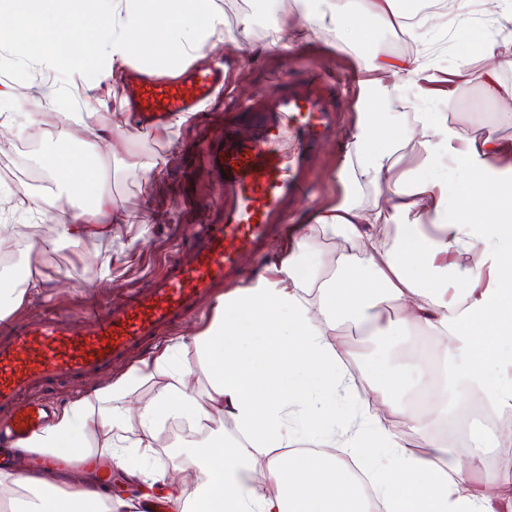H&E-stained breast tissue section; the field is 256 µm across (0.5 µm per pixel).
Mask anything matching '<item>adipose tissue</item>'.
<instances>
[{
	"mask_svg": "<svg viewBox=\"0 0 512 512\" xmlns=\"http://www.w3.org/2000/svg\"><path fill=\"white\" fill-rule=\"evenodd\" d=\"M503 31L484 41L486 67L437 69L423 48L429 43L431 14L408 11L404 0H304L301 17L275 12L268 25L285 41H297L316 27L338 35L376 17L396 28L420 52L388 55L370 46L368 78L358 83V104L386 98L385 75L401 84L478 83L500 104L512 102V85L499 79L512 67V8L502 0H482ZM227 31L216 0H0V45L19 56L39 45L37 63L48 71L82 67L90 50H102L111 66L98 67L84 84L83 99L97 98L103 83L116 79L132 62L153 74L177 70L205 57ZM72 38L68 53L54 39ZM60 89L51 82L6 92L11 110L35 116L53 108ZM414 140L420 153L401 162L398 147ZM343 200L312 215L314 231L337 238L335 272L317 282L303 273L307 261L295 254L282 261L276 280L257 276L253 286L220 300L207 329L193 338L204 358L209 387L205 401L187 389L190 372L173 366L168 353L153 360L167 381L154 402L131 411L125 399L133 381L125 374L93 384L45 428L19 447L41 455H80L84 433L97 424L110 461L119 464L127 485H140L152 457L154 431L172 416L230 419L234 437L215 433L185 459L197 471L191 492L176 493L181 512H498L512 508V455L502 453L497 428L474 422L470 459L453 457L437 427L470 391H480L486 410L512 414V181L502 178L503 158L512 149L493 137H468L437 112L415 121L393 114L380 121L361 110L344 146ZM467 170L463 193L470 203L460 216L448 201V186L433 178L443 160ZM44 171L64 204L55 221L60 236L108 237L129 213L112 209L105 194L89 195L99 174L83 160L45 159ZM383 183L386 206L369 211L356 196L361 181ZM401 229L397 247L385 248L384 226ZM465 255L464 271L449 274L447 259ZM399 302L400 314L383 318L384 301ZM349 324L376 340L417 326L444 337L443 345L415 354L416 366L434 364L439 388L429 412L412 413L408 430L396 433L367 413L343 415L326 402L354 392L361 373L384 401L394 402L399 373L367 354L339 352L328 339ZM138 425H131V417ZM423 436L427 449L409 439ZM343 443L344 455L334 452ZM266 458L274 495L253 486L254 464ZM0 486L36 496L32 512H124V500H106L93 485L74 484L58 497L43 483L0 471ZM466 494H459V487ZM494 496H487L486 488Z\"/></svg>",
	"mask_w": 512,
	"mask_h": 512,
	"instance_id": "ef3b65f1",
	"label": "adipose tissue"
}]
</instances>
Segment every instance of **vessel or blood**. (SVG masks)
Segmentation results:
<instances>
[{
    "mask_svg": "<svg viewBox=\"0 0 512 512\" xmlns=\"http://www.w3.org/2000/svg\"><path fill=\"white\" fill-rule=\"evenodd\" d=\"M282 82L281 93L236 103L223 129L193 142L203 175L224 193L205 203L215 218L197 231L190 263L168 262L149 287L83 318L47 310L0 321V414L12 437L25 439L49 416L28 393L106 373L155 342L236 280L243 259L258 256L295 204L317 191L314 157L340 128L336 86L315 72ZM223 85V68L191 65L173 77L135 76L130 95L141 129L151 131L168 116L194 112Z\"/></svg>",
    "mask_w": 512,
    "mask_h": 512,
    "instance_id": "vessel-or-blood-1",
    "label": "vessel or blood"
}]
</instances>
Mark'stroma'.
Returning <instances> with one entry per match:
<instances>
[{"mask_svg": "<svg viewBox=\"0 0 512 512\" xmlns=\"http://www.w3.org/2000/svg\"><path fill=\"white\" fill-rule=\"evenodd\" d=\"M468 10L472 24L467 32L459 34L443 25L434 28L431 50L436 67L450 69L459 64L474 69L485 67V60L474 52V45L481 38L492 35L496 26L491 16L483 14L478 0H472ZM382 43L378 21L374 18L356 27L345 43H338L334 30L319 29L311 33L308 40L291 47L285 46L273 31L259 24L253 25L248 39L217 43L207 53L209 61L227 60L231 63L224 91L202 112L173 129L167 138L158 129L138 132L132 139L114 133L103 134V127L110 121L112 89L101 87L97 101L84 104L74 95L83 79L79 71L59 73L55 79L66 91L68 111L80 112L88 108L96 112L97 120L86 128L73 127V136L67 142L56 139V129L63 122L58 111L46 112L30 122L12 113L9 107L0 108V121L5 124L4 130L0 131V174H8L12 180L8 189L0 188V224L35 225L38 238L49 243L45 251L27 253L26 264L41 269L49 277L50 286L29 291L27 299L16 309V316H34L44 306L69 316L90 313L105 300L146 287L163 261L189 258L197 226L208 218L207 213L193 209L191 200L216 196L218 188L214 182L197 180V160L187 151V142L223 127L224 115L236 101L256 94L275 93L277 77L287 67L341 79L338 108L343 129H350L356 119L357 93L352 76L364 72L369 47ZM407 94L409 112L444 110L448 113L449 124L463 134L480 136L489 133L512 144V121L501 119L499 104L479 84L456 87V104L449 111L440 99L421 96L416 88H408ZM90 143L96 146L95 163L100 172L97 188L111 195L114 210H124L133 204L139 178L136 170L115 168L114 158L132 154L156 158L159 176L136 223L114 225L108 240H71L60 237L51 219L56 205H45L46 216L41 219L34 214L22 213L20 204L25 195H38L44 189V181L31 177L41 155L57 153L80 157ZM343 146V140L339 139L319 153L316 159L318 192L300 201L294 217L269 238L266 259L249 266L247 279H254L260 273L274 276L277 260L287 257L300 237L304 238V250L315 264L317 278H325L329 268L334 266L336 241L304 230L299 222L308 213L334 206L342 199L344 189L339 173L343 166ZM106 267L111 270L107 279L101 275ZM211 316L208 309L189 316L163 336L156 346L134 354L123 365V372L139 369L143 362L170 349L175 351L183 366L191 368L189 388L195 396H202L206 376L200 353L187 344L186 339L203 332Z\"/></svg>", "mask_w": 512, "mask_h": 512, "instance_id": "obj_1", "label": "stroma"}]
</instances>
